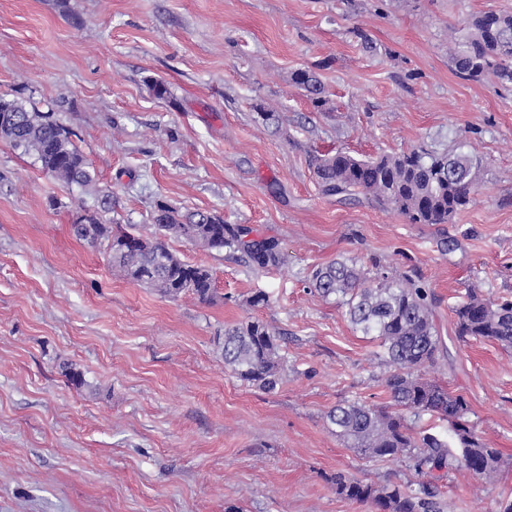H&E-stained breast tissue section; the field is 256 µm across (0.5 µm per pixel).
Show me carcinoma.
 Listing matches in <instances>:
<instances>
[{
	"label": "carcinoma",
	"instance_id": "carcinoma-1",
	"mask_svg": "<svg viewBox=\"0 0 512 512\" xmlns=\"http://www.w3.org/2000/svg\"><path fill=\"white\" fill-rule=\"evenodd\" d=\"M450 31L452 61L459 76L473 81L492 76L500 85L512 84V15L485 11L468 19L463 28ZM293 80L314 107L325 105L326 90L314 71L300 69ZM2 112L14 114L16 122L0 126V140L34 155L44 172L91 197L92 205L79 206L74 234L92 246L104 247L114 275L171 299L188 293L202 302L210 301L215 293L213 274L172 253L166 243L172 238L238 253L259 269L282 264L276 240L245 241L246 229L226 224L223 216L210 211L181 214L160 201L154 206V232L150 234L112 223L106 219L112 212V190L99 184L73 141L72 129L55 113L18 99L1 96ZM312 166L322 194L362 195L413 224L449 223L473 201L480 178L479 162L462 145L450 151L413 147L371 158L337 151L313 156ZM308 281L320 298L337 299L363 335L379 341L388 368L383 384L390 405L378 407L358 400L340 403L326 414L332 433L365 456L392 462L411 460L426 477L416 490L395 482L376 485L338 473L333 478L336 493L368 502L374 512H441L434 481L448 468L465 470L487 483L496 481L503 466L501 453L468 426L466 397L423 378L422 371L435 364L438 344L427 289L408 276L396 279L378 267L370 274L336 260L314 267ZM451 311L458 336L512 350V300L486 301L470 288ZM281 339L280 330L267 321L239 322L224 329V363L241 381L272 392L288 372ZM423 415L448 422V433L417 426L414 420Z\"/></svg>",
	"mask_w": 512,
	"mask_h": 512
}]
</instances>
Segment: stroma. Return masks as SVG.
<instances>
[{
	"instance_id": "obj_1",
	"label": "stroma",
	"mask_w": 512,
	"mask_h": 512,
	"mask_svg": "<svg viewBox=\"0 0 512 512\" xmlns=\"http://www.w3.org/2000/svg\"><path fill=\"white\" fill-rule=\"evenodd\" d=\"M488 10L512 14V0H0V95L75 131L112 188L113 223L151 231L161 200L275 238L284 256L261 270L169 241L212 272L208 303L113 277L107 253L72 234L79 190L0 140V512H372L337 495L336 473L418 486L409 464L360 455L327 426L340 402H390L375 342L307 289L333 260L430 289L427 376L467 398L504 460L491 484L449 469L439 498L446 512L512 501V351L460 340L450 312L471 285L512 298V90L459 77L448 48L449 25ZM300 69L325 85L323 109L294 83ZM461 140L482 176L447 224L323 195L309 164ZM259 291L270 306H249ZM250 318L283 333L288 375L269 393L219 348Z\"/></svg>"
}]
</instances>
